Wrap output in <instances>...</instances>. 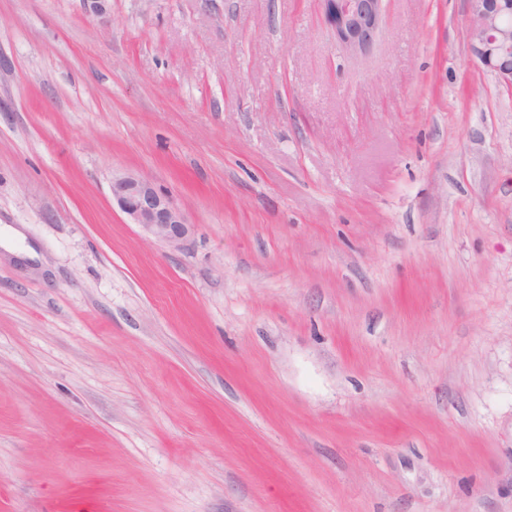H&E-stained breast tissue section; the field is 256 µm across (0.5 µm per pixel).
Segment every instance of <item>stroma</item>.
<instances>
[{
	"label": "stroma",
	"instance_id": "35a3bbf8",
	"mask_svg": "<svg viewBox=\"0 0 512 512\" xmlns=\"http://www.w3.org/2000/svg\"><path fill=\"white\" fill-rule=\"evenodd\" d=\"M467 27L0 0V512H512V97ZM336 45L355 57L366 56L385 19L386 0H322ZM111 193L131 224L139 225L149 238L172 249L182 247L191 224L178 205L151 181L135 174L115 176Z\"/></svg>",
	"mask_w": 512,
	"mask_h": 512
}]
</instances>
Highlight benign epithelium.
<instances>
[{"label": "benign epithelium", "mask_w": 512, "mask_h": 512, "mask_svg": "<svg viewBox=\"0 0 512 512\" xmlns=\"http://www.w3.org/2000/svg\"><path fill=\"white\" fill-rule=\"evenodd\" d=\"M324 16L336 45L344 52L366 56L385 19L386 0H322ZM471 59L512 92V0H467ZM112 199L131 223L149 238L179 249L191 231L184 212L151 181L135 175L115 176Z\"/></svg>", "instance_id": "obj_1"}]
</instances>
